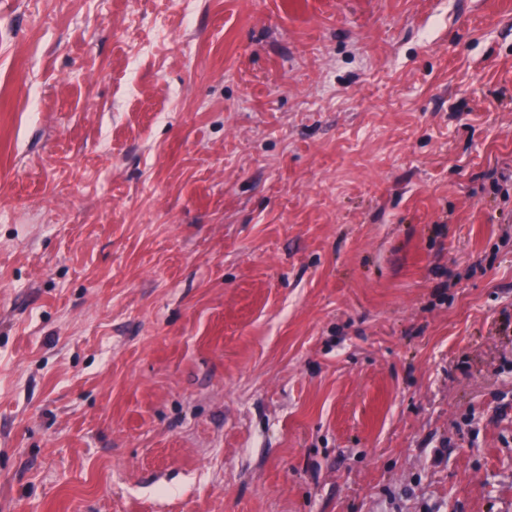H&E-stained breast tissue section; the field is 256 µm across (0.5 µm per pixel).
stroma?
I'll list each match as a JSON object with an SVG mask.
<instances>
[{"instance_id": "1", "label": "stroma", "mask_w": 512, "mask_h": 512, "mask_svg": "<svg viewBox=\"0 0 512 512\" xmlns=\"http://www.w3.org/2000/svg\"><path fill=\"white\" fill-rule=\"evenodd\" d=\"M0 512H512V0H0Z\"/></svg>"}]
</instances>
